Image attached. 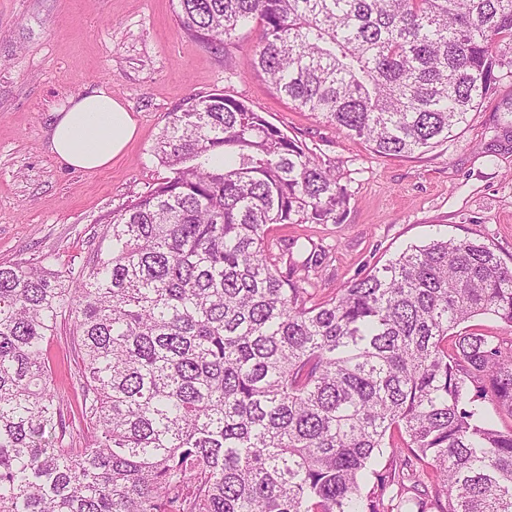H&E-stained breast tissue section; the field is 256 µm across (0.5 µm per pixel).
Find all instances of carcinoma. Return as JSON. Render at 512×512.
<instances>
[{
  "mask_svg": "<svg viewBox=\"0 0 512 512\" xmlns=\"http://www.w3.org/2000/svg\"><path fill=\"white\" fill-rule=\"evenodd\" d=\"M216 48L251 21L276 92L375 152L447 140L512 75V0H177ZM169 171L78 269L0 263V512H512V266L437 236L317 301L269 248L336 221L329 165L243 101L170 115ZM69 320L80 424L50 338ZM388 448L392 462L372 468ZM471 326L477 328L480 332L494 336L512 337V327L493 317H478L461 327Z\"/></svg>",
  "mask_w": 512,
  "mask_h": 512,
  "instance_id": "cac0c4a2",
  "label": "carcinoma"
}]
</instances>
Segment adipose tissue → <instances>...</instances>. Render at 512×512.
Returning a JSON list of instances; mask_svg holds the SVG:
<instances>
[{
    "label": "adipose tissue",
    "instance_id": "obj_1",
    "mask_svg": "<svg viewBox=\"0 0 512 512\" xmlns=\"http://www.w3.org/2000/svg\"><path fill=\"white\" fill-rule=\"evenodd\" d=\"M137 124L111 92L100 88L71 98L56 114L50 146L69 167L96 171L111 166L134 139Z\"/></svg>",
    "mask_w": 512,
    "mask_h": 512
}]
</instances>
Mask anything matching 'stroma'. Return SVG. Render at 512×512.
Wrapping results in <instances>:
<instances>
[{
	"instance_id": "1",
	"label": "stroma",
	"mask_w": 512,
	"mask_h": 512,
	"mask_svg": "<svg viewBox=\"0 0 512 512\" xmlns=\"http://www.w3.org/2000/svg\"><path fill=\"white\" fill-rule=\"evenodd\" d=\"M259 24L214 49L180 25L173 0H0V263L79 267L113 211L168 171L153 154L169 113L221 93L263 113L334 165L349 201L327 224H277L274 254L302 261L315 297L364 276L413 244L443 235L492 246L512 262V78L454 137L408 157L362 140L281 98L247 61ZM106 87L137 122L111 167L76 171L50 151L71 96Z\"/></svg>"
}]
</instances>
